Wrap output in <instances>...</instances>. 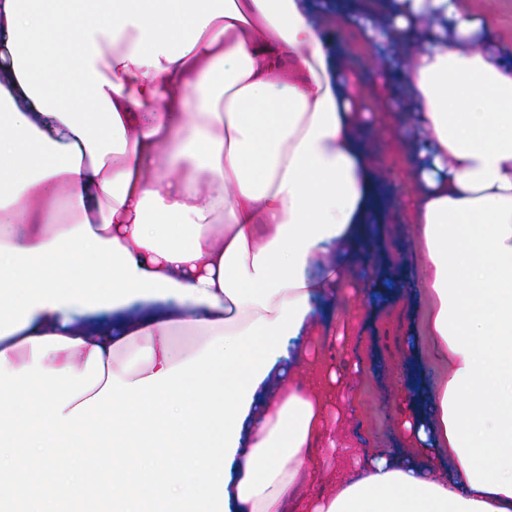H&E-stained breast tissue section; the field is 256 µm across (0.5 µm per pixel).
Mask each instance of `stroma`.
<instances>
[{
    "label": "stroma",
    "mask_w": 512,
    "mask_h": 512,
    "mask_svg": "<svg viewBox=\"0 0 512 512\" xmlns=\"http://www.w3.org/2000/svg\"><path fill=\"white\" fill-rule=\"evenodd\" d=\"M400 89V67L380 73L377 68H360L351 85L353 96L377 100L381 84ZM351 286L349 306L342 319L351 328L349 342L323 340L322 350L336 371L348 375L357 399L353 408L338 415L331 430L346 440L356 455L380 448L402 449L398 429L420 391H433L448 375L425 336L421 315L426 300L407 296L399 300L376 297L360 302L357 290L379 285L400 286L403 281L419 284L425 270L408 224H372L360 246Z\"/></svg>",
    "instance_id": "1"
}]
</instances>
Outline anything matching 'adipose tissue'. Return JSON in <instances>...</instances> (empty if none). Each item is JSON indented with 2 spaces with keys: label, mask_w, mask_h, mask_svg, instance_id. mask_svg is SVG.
Segmentation results:
<instances>
[{
  "label": "adipose tissue",
  "mask_w": 512,
  "mask_h": 512,
  "mask_svg": "<svg viewBox=\"0 0 512 512\" xmlns=\"http://www.w3.org/2000/svg\"><path fill=\"white\" fill-rule=\"evenodd\" d=\"M332 18L364 61L414 48L406 206L312 0H0V512H512V44L466 0ZM383 219L414 227L448 377L360 461L319 312Z\"/></svg>",
  "instance_id": "ef3b65f1"
}]
</instances>
